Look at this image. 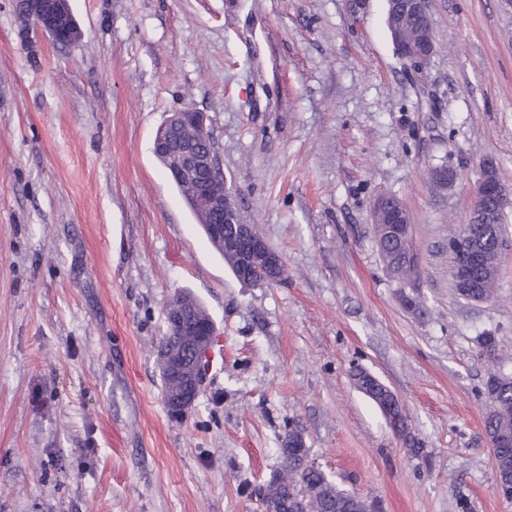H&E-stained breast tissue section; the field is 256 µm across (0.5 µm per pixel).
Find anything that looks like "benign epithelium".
Listing matches in <instances>:
<instances>
[{
    "label": "benign epithelium",
    "instance_id": "benign-epithelium-1",
    "mask_svg": "<svg viewBox=\"0 0 512 512\" xmlns=\"http://www.w3.org/2000/svg\"><path fill=\"white\" fill-rule=\"evenodd\" d=\"M394 10L400 15L416 12L431 19L429 0H395ZM16 14L24 38L33 33L56 45L67 46L82 36L69 0H16ZM393 44L401 57L412 63H423L435 51L433 28L429 25L407 33L396 25ZM206 120V113L191 107L172 113L155 134L154 154L165 160L171 179L192 204L210 240L234 258L238 280L254 287L277 284L284 278L285 262L254 225L243 222ZM171 131L179 133L182 146L172 147L168 137ZM488 196L495 202L496 211L502 212L507 202L506 190L490 165L484 166L476 186L470 224H484L489 220L483 208ZM373 220L384 224L386 240L398 243L406 258L414 257L413 251L407 249L411 242L409 215L398 198L378 197ZM468 228L469 224L461 225L462 233L452 242L451 249L454 287L461 297L472 301L471 272L475 266L486 263L488 253L468 241ZM167 324L170 338L159 345L157 363L167 378L165 405L170 416L182 422L191 413L201 389L215 325L204 306L188 292L177 294L168 305ZM364 376L367 384L356 389L368 398L382 391L387 400H379L376 405L392 430L399 436L406 435L408 429L399 421L397 395L370 371H364Z\"/></svg>",
    "mask_w": 512,
    "mask_h": 512
}]
</instances>
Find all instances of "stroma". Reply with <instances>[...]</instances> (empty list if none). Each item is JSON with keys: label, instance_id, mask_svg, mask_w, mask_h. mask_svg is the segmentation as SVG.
I'll return each instance as SVG.
<instances>
[{"label": "stroma", "instance_id": "stroma-1", "mask_svg": "<svg viewBox=\"0 0 512 512\" xmlns=\"http://www.w3.org/2000/svg\"><path fill=\"white\" fill-rule=\"evenodd\" d=\"M70 4L82 37L60 46L25 42L0 0V512H264L291 430L379 512H512L484 429L493 365L512 374V0H429L421 66L396 54L386 0ZM187 107L281 283L234 276L154 155ZM485 160L509 201L477 303L453 288L448 229ZM381 194L412 225L403 284L374 240ZM181 291L215 343L177 422L156 351ZM357 367L397 394L413 446ZM499 274V265L493 267H483L477 273L478 293L486 300H492L496 294L497 280Z\"/></svg>", "mask_w": 512, "mask_h": 512}]
</instances>
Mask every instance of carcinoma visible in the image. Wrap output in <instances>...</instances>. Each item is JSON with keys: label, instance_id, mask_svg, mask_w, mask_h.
Masks as SVG:
<instances>
[{"label": "carcinoma", "instance_id": "cac0c4a2", "mask_svg": "<svg viewBox=\"0 0 512 512\" xmlns=\"http://www.w3.org/2000/svg\"><path fill=\"white\" fill-rule=\"evenodd\" d=\"M391 275L403 281L415 270L414 262L405 260L396 245L389 243L379 250ZM499 266L486 267L477 273L478 293L487 300L495 297ZM486 392L490 401L485 428L492 438L500 439L493 448L498 485L504 487L512 477V375L490 374ZM309 449L290 448L282 454V464L261 491L266 512H284L286 505L301 497L306 512H373L374 506L331 482L320 469L306 465Z\"/></svg>", "mask_w": 512, "mask_h": 512}]
</instances>
